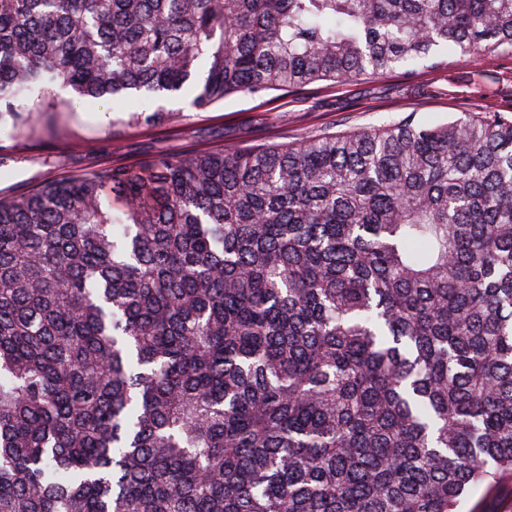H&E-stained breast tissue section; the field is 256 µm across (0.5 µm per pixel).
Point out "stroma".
Masks as SVG:
<instances>
[{"instance_id": "obj_1", "label": "stroma", "mask_w": 512, "mask_h": 512, "mask_svg": "<svg viewBox=\"0 0 512 512\" xmlns=\"http://www.w3.org/2000/svg\"><path fill=\"white\" fill-rule=\"evenodd\" d=\"M181 120L130 126L111 100L91 104L72 89L57 90L25 135L0 134V198L112 166L138 167L160 151L196 153L298 142L395 123L406 116L437 122L468 113L512 116V54L472 57L450 52L447 65L421 67L346 85L317 82L290 92L237 94L197 111L171 103Z\"/></svg>"}]
</instances>
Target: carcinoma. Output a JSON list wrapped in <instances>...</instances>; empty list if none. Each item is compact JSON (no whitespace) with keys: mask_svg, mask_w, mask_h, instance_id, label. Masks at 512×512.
Wrapping results in <instances>:
<instances>
[{"mask_svg":"<svg viewBox=\"0 0 512 512\" xmlns=\"http://www.w3.org/2000/svg\"><path fill=\"white\" fill-rule=\"evenodd\" d=\"M511 49L512 0H0V125ZM507 476L511 118L0 201V512H463Z\"/></svg>","mask_w":512,"mask_h":512,"instance_id":"1","label":"carcinoma"}]
</instances>
